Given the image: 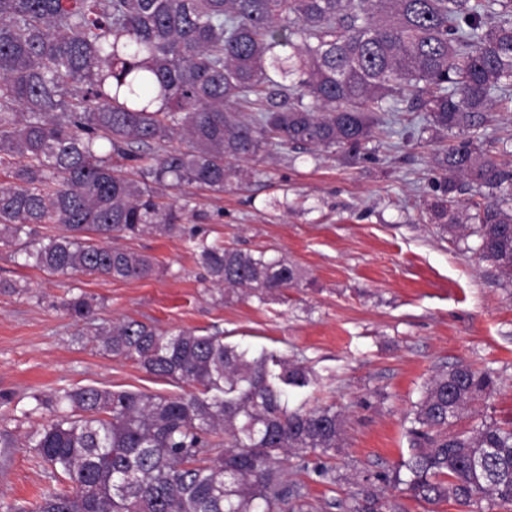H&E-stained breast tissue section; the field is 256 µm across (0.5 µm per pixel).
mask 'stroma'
Instances as JSON below:
<instances>
[{"label": "stroma", "mask_w": 512, "mask_h": 512, "mask_svg": "<svg viewBox=\"0 0 512 512\" xmlns=\"http://www.w3.org/2000/svg\"><path fill=\"white\" fill-rule=\"evenodd\" d=\"M451 141L418 125L411 141L377 138L353 163L339 153L275 151L250 162L256 175L246 186L177 196L190 212L186 226L298 267L297 285L263 302L213 298L179 237L118 239L159 267L131 280L51 274L0 243V280L8 283L0 290V432L19 442L47 423L34 396L59 387L179 394L85 338L86 324L62 307L84 292L100 302V323L130 317L161 331L220 332L309 367L317 379L310 405L334 406L343 421L335 483L309 482L286 465L312 512H324L327 501L331 512H352L365 489L378 495L382 512H503L491 499L477 507L428 503L403 485L412 453L404 417L440 368L462 361L497 379L457 429L512 423V282L480 259L475 220L451 234L430 216L442 178L436 157ZM51 483L33 449H9L0 456V512L34 502Z\"/></svg>", "instance_id": "1"}]
</instances>
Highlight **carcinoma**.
<instances>
[{"instance_id": "1", "label": "carcinoma", "mask_w": 512, "mask_h": 512, "mask_svg": "<svg viewBox=\"0 0 512 512\" xmlns=\"http://www.w3.org/2000/svg\"><path fill=\"white\" fill-rule=\"evenodd\" d=\"M495 105L512 112V0H0V242L53 273L130 280L157 264L112 240L177 236L220 295L263 303L297 284L296 268L208 241L171 191L222 192L251 176L238 164L274 149L355 161L406 111L467 134L437 157L431 215L449 232L463 224L455 176L491 191L475 204L478 250L512 281V160L475 137ZM40 224L62 233L40 237ZM65 308L91 323L98 302L80 293ZM88 335L191 390L33 396L53 418L22 446L57 487L31 512H311L290 457L310 482H336L342 419L295 403L315 383L302 362L132 318ZM493 386L464 362L426 385L404 463L414 496L512 507V426L448 432Z\"/></svg>"}]
</instances>
